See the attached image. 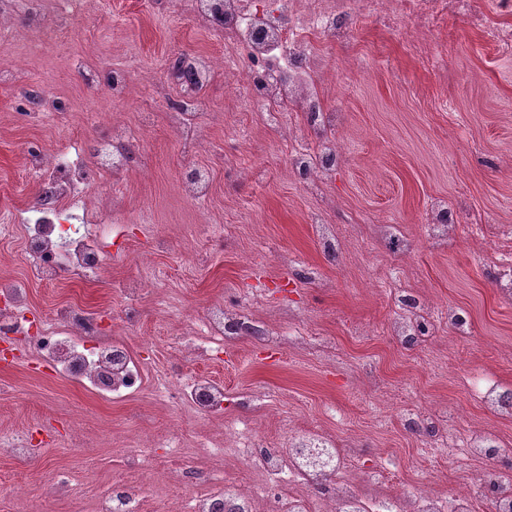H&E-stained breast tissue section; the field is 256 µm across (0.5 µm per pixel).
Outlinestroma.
Masks as SVG:
<instances>
[{"label": "stroma", "instance_id": "1", "mask_svg": "<svg viewBox=\"0 0 512 512\" xmlns=\"http://www.w3.org/2000/svg\"><path fill=\"white\" fill-rule=\"evenodd\" d=\"M178 2L83 0L68 36L51 15L9 14L11 38L0 45V279L28 283L33 318L69 303L97 313L105 332L144 361L147 383L129 401L107 404L48 366L0 362V439L25 433L46 442L39 456L0 455V512H86L116 485L142 490L143 512H178L209 479L229 473L254 484L244 465L207 452L210 440L243 427L272 448L288 431L316 428L359 448L364 461L389 453L407 488L422 477L415 460L428 439L399 425L406 407L512 446V421L482 409L464 386L473 369L512 386V304L499 301L485 274L486 243L437 246L424 223L431 201L445 197L462 223L512 225V56L462 17L434 36L411 22L358 25L350 42L324 50L317 72L325 107L341 115L342 162L313 195L288 170L291 143L262 121L260 105L244 106L238 76L224 70L223 42ZM202 53L216 66L201 91L203 139L188 152L170 118L181 91L162 71ZM115 72L133 77L118 99L108 80ZM36 85L64 111L34 114L27 96ZM116 130L139 146L138 162L98 173L87 194L89 210L112 227L109 263L91 279L67 270L52 283L31 279L21 237L42 195L28 170L31 150L77 144L93 168L96 147ZM194 168L210 179L196 201L180 191ZM317 208L342 238L336 259L308 221ZM380 224L398 225L414 250H390ZM131 283L140 287L132 298ZM400 287L434 312L456 305L471 316L469 338L444 330L433 341L446 380H431L422 350L385 327L394 314L385 298ZM215 303L247 307L266 339L245 333L206 359L178 354L174 341ZM166 374L223 382V413L197 419L156 400L151 383ZM252 393L258 408H241ZM378 409L384 421L372 419ZM174 434L200 471L194 485L165 456ZM141 448L157 458L151 469L127 464ZM59 471L75 475L73 490L47 497Z\"/></svg>", "mask_w": 512, "mask_h": 512}]
</instances>
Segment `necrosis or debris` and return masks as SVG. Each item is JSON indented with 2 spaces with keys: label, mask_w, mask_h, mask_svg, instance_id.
Wrapping results in <instances>:
<instances>
[{
  "label": "necrosis or debris",
  "mask_w": 512,
  "mask_h": 512,
  "mask_svg": "<svg viewBox=\"0 0 512 512\" xmlns=\"http://www.w3.org/2000/svg\"><path fill=\"white\" fill-rule=\"evenodd\" d=\"M182 7L223 39L224 69L243 72L248 96L264 106L265 124L289 135L288 115L298 112L307 129L320 132L313 148L297 147L289 155L291 173L311 192L331 180L340 161L336 140L329 134L339 117L314 103L315 61L321 49L348 42L357 23L386 18L392 9L398 17L426 22L433 31L456 15L471 20L499 48H512V27L487 22L475 0H184ZM29 167L37 175L49 167L54 170L51 177L42 175L47 195L27 217L25 250L37 278L52 282L64 270L86 278L96 275L108 260L102 246L106 229L84 205L90 184L86 164L72 151L58 156L34 152ZM426 224L428 237L436 243L462 236L493 239L485 266L499 297L512 301L511 227H499L492 236L486 225L457 223L444 200L431 203ZM410 295L405 288L393 292L395 315L387 324L391 335L405 339L434 321L455 336H470L471 321L458 308L448 307L437 316ZM27 313L26 287L1 279L0 336L15 339L31 358L103 400L119 403L141 389L142 363L124 342L102 334L95 313L69 304L37 323ZM247 323L242 313L213 308L189 336L186 351L202 356L223 350ZM153 392L160 400L179 395L193 416L224 407L223 383L206 376L194 377L178 389L169 378H159ZM438 443L447 448L448 464L454 468L488 459L501 448L495 437L477 431L461 434L449 427L440 431ZM227 452L254 472L256 490L222 477L209 492L186 497L180 512H221L225 506L234 512H258L262 500L268 512H476L472 491L444 495L395 489L364 495L353 470H361L364 483L380 486L397 480L398 461L385 456L356 467L332 436L314 428L289 434L283 448L269 447L255 433L244 432L231 448L218 445L212 450L216 456ZM311 488L318 491L319 502L308 497Z\"/></svg>",
  "instance_id": "obj_1"
}]
</instances>
